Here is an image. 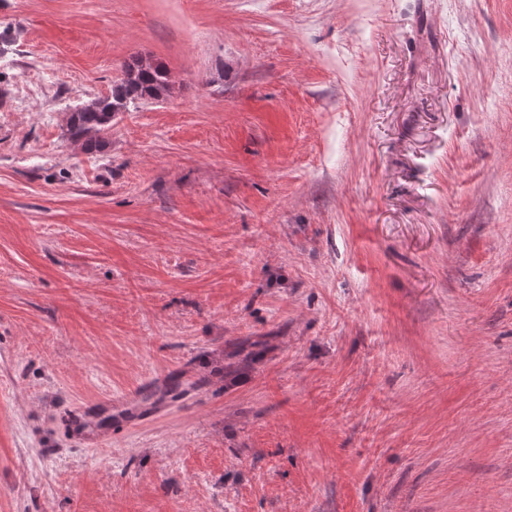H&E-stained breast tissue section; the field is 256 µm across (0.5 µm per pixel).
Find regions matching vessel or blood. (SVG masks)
<instances>
[{
    "label": "vessel or blood",
    "instance_id": "vessel-or-blood-1",
    "mask_svg": "<svg viewBox=\"0 0 512 512\" xmlns=\"http://www.w3.org/2000/svg\"><path fill=\"white\" fill-rule=\"evenodd\" d=\"M186 380L184 370L173 367L152 377L147 390L176 392L184 387ZM161 410V404L143 402L141 392L121 393L82 406L68 417L66 426L71 438L78 441L81 446L98 448L102 445V438L89 429V422L94 416L106 413L111 415L114 427H132L158 415Z\"/></svg>",
    "mask_w": 512,
    "mask_h": 512
}]
</instances>
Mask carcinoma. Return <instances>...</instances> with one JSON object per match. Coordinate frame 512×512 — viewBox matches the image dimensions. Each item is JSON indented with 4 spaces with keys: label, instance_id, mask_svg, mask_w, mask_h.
I'll use <instances>...</instances> for the list:
<instances>
[{
    "label": "carcinoma",
    "instance_id": "1",
    "mask_svg": "<svg viewBox=\"0 0 512 512\" xmlns=\"http://www.w3.org/2000/svg\"><path fill=\"white\" fill-rule=\"evenodd\" d=\"M169 91V76L160 63L144 65L134 57L123 66V77L112 93L75 106L68 114L66 126L70 138L82 143L85 151L99 152L112 120L121 113L149 100H158Z\"/></svg>",
    "mask_w": 512,
    "mask_h": 512
}]
</instances>
